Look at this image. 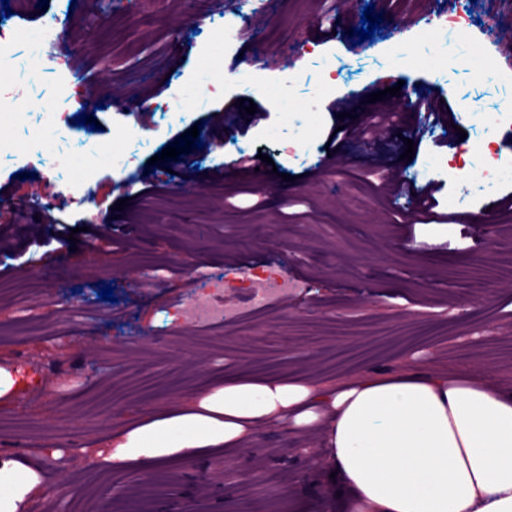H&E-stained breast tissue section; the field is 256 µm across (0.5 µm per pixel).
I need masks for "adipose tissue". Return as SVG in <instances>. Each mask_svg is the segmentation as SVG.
Returning a JSON list of instances; mask_svg holds the SVG:
<instances>
[{
	"instance_id": "1",
	"label": "adipose tissue",
	"mask_w": 512,
	"mask_h": 512,
	"mask_svg": "<svg viewBox=\"0 0 512 512\" xmlns=\"http://www.w3.org/2000/svg\"><path fill=\"white\" fill-rule=\"evenodd\" d=\"M275 425L313 436L342 490L338 512H512V389L476 369L336 383L228 374L161 415L116 424L112 465L153 471L252 448ZM41 493L35 467L0 456V512H26Z\"/></svg>"
}]
</instances>
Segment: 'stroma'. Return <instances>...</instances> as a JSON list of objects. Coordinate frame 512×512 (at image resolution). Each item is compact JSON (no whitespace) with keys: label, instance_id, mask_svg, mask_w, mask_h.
<instances>
[{"label":"stroma","instance_id":"obj_1","mask_svg":"<svg viewBox=\"0 0 512 512\" xmlns=\"http://www.w3.org/2000/svg\"><path fill=\"white\" fill-rule=\"evenodd\" d=\"M445 0H374L384 15L372 39L353 44L361 10L343 0H277L264 14V38L225 47L217 24L240 20L243 0H210L198 12L193 0H24L7 23L20 45L34 42L48 17L66 23L70 42L52 54L76 56L96 74L103 108L89 111L78 126L79 108L68 118L74 131L58 130L48 152L36 150L34 129L48 118L22 109L23 99L50 95L49 76L20 63L5 75L22 95L0 111V225L13 240L26 237L34 218L29 204L43 194V176L59 170L75 176L86 153L98 159L93 178L63 187L54 206L68 222L104 215L117 200H134V218L113 242L97 251H69L40 261L36 248L19 247L0 259V368L38 383L0 405V453L37 462L45 494L34 512H98L99 492L122 493L138 512H336L335 487L323 465L312 462L306 439L273 431L265 443L227 448L203 461L185 460L154 472L116 470L108 462L113 424L158 413L203 391L230 372L296 376L314 374L335 382L365 371H396L411 353L428 370L476 368L512 388V284L493 296L457 307L453 293L488 271L490 258H504L512 212L495 200L512 192V173L492 176L481 158L451 164L442 127L399 134L362 146L323 148L337 116L328 104L345 93L364 102L384 92V106L409 113L406 101L387 88L433 90L454 113L475 116L465 124L468 143L492 141L500 157L512 153V124L499 121L501 101L512 88L482 81L483 72L505 68L495 21L512 0L491 7L474 0L470 9L483 26L484 50L456 29L433 32L419 16ZM334 28L336 38L314 37ZM414 35L406 51L395 41ZM295 45L291 95H283L278 73L260 70L243 80L238 57L265 61ZM343 61L348 80L330 78L326 65ZM221 88H206L210 74ZM164 85L154 95L156 85ZM246 98L262 106L265 120L234 115L233 130L210 123L211 114ZM224 134V149L203 155L186 147L184 133ZM145 135L147 146L129 152L128 129ZM415 156L403 158L407 142ZM182 151L184 176L174 179L160 154ZM263 152L279 172L259 186L233 166L243 155ZM155 163V193L137 198L135 177ZM382 170L397 181L423 175L439 181V208L478 216L475 224L400 221L402 210L380 195L366 171ZM181 192H172L173 184ZM263 200L255 208V200ZM251 260L256 272L276 269L298 288L288 301L256 303L247 291L225 298L237 310L230 324L186 326L176 312L192 280L203 273L236 277ZM155 267L156 278L140 279ZM112 287L113 301L83 303L86 288ZM99 374L88 377L89 365ZM239 485L226 487L225 476ZM153 481L163 497L148 500Z\"/></svg>","mask_w":512,"mask_h":512}]
</instances>
